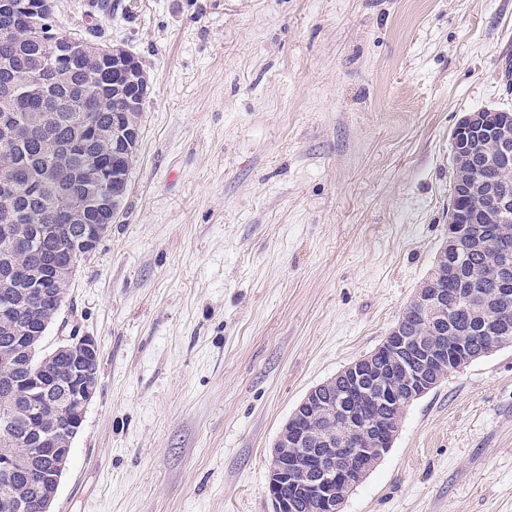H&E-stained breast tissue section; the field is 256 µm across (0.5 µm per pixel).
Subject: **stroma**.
Instances as JSON below:
<instances>
[{
	"label": "stroma",
	"mask_w": 512,
	"mask_h": 512,
	"mask_svg": "<svg viewBox=\"0 0 512 512\" xmlns=\"http://www.w3.org/2000/svg\"><path fill=\"white\" fill-rule=\"evenodd\" d=\"M150 78L124 206L62 314L99 380L52 512H273L309 390L448 240L452 132L512 112V0H120ZM343 512H512V345L404 412Z\"/></svg>",
	"instance_id": "obj_1"
}]
</instances>
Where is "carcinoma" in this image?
<instances>
[{"mask_svg": "<svg viewBox=\"0 0 512 512\" xmlns=\"http://www.w3.org/2000/svg\"><path fill=\"white\" fill-rule=\"evenodd\" d=\"M0 0V81L8 80L18 92L10 97L0 96V124L13 125L15 135L4 143L0 141V181L9 180L23 189V195L11 205L0 203V250L12 251L18 282L10 287L15 293L18 310L15 314H0V377L16 379L24 376L23 355L4 361L3 351L13 348L20 327H29L35 336L32 346H42V320L54 318L50 308L32 311L35 303L25 294L24 282L36 278L39 262L32 254L27 239V226H50L52 240H66L71 231L82 226L74 222L71 212L87 201H94L98 191L84 173L86 155H95L109 168L130 175L126 155L112 148V130L126 116L136 124L142 122L143 105L127 107L112 78V71L92 64L80 55L57 70L60 79L47 80L51 71L49 57L52 41L71 39L78 45L102 41L104 33L99 24H89L79 33L63 31L54 15L40 12L26 13L3 6ZM487 166L480 177L487 184L512 183V168L497 162L495 145L485 152ZM448 211L455 212L456 221L464 223L474 214L472 197L460 194L451 197ZM492 243H466L454 255L448 267V282L440 284L448 293V325L443 328L425 323L418 317L415 303H410L399 316L396 325L418 341L430 342L442 334L468 338L471 357L478 360L486 351L482 325L497 327L499 335L512 341V299L504 302L499 297L503 288L512 289V270L507 277L493 275L495 247L503 242L512 245V223L496 224L488 233ZM66 356L56 355L47 364L56 376V392L71 387V379L64 372ZM11 408L17 420L12 441L0 440V452L22 459L23 471L9 478L0 476V499L13 496L28 503L27 512H36V503L44 488L41 477L45 460L34 450L26 437L24 388L7 397L0 393V410ZM299 423H311L305 418ZM306 434L304 447L324 448L316 428H325L322 422L313 424ZM278 485L268 488L269 494L288 502V512H317L318 504L304 486L302 472L288 469V477L276 479Z\"/></svg>", "mask_w": 512, "mask_h": 512, "instance_id": "cac0c4a2", "label": "carcinoma"}]
</instances>
